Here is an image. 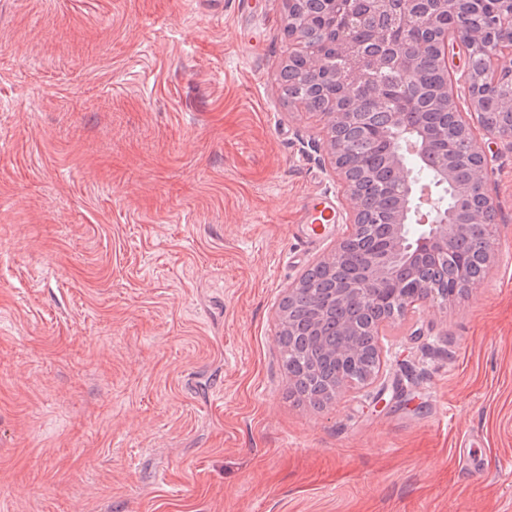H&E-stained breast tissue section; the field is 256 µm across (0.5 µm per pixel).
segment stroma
<instances>
[{"mask_svg":"<svg viewBox=\"0 0 512 512\" xmlns=\"http://www.w3.org/2000/svg\"><path fill=\"white\" fill-rule=\"evenodd\" d=\"M285 8L0 0V512H512L499 140L496 264L386 323L373 384L289 395L276 311L336 247L291 226L339 188Z\"/></svg>","mask_w":512,"mask_h":512,"instance_id":"stroma-1","label":"stroma"}]
</instances>
